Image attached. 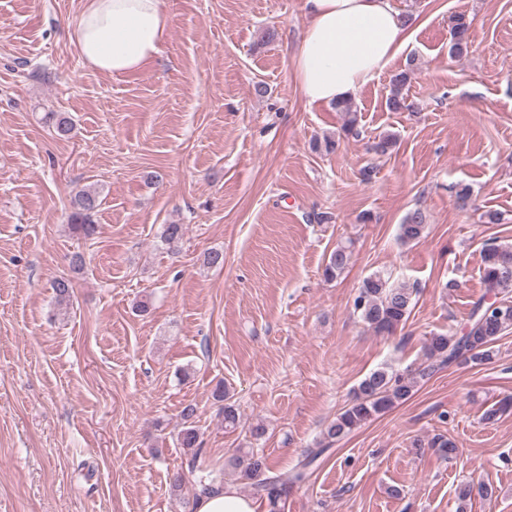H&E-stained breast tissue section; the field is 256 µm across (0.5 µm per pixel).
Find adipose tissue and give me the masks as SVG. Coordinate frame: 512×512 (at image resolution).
Returning <instances> with one entry per match:
<instances>
[{
    "label": "adipose tissue",
    "mask_w": 512,
    "mask_h": 512,
    "mask_svg": "<svg viewBox=\"0 0 512 512\" xmlns=\"http://www.w3.org/2000/svg\"><path fill=\"white\" fill-rule=\"evenodd\" d=\"M303 7L308 23L291 66L311 105L353 98L410 40L392 0H303ZM169 26L162 0H86L71 39L90 67L121 76L153 61Z\"/></svg>",
    "instance_id": "1"
}]
</instances>
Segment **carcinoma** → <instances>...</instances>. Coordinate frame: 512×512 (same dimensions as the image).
<instances>
[{"instance_id":"obj_1","label":"carcinoma","mask_w":512,"mask_h":512,"mask_svg":"<svg viewBox=\"0 0 512 512\" xmlns=\"http://www.w3.org/2000/svg\"><path fill=\"white\" fill-rule=\"evenodd\" d=\"M469 24L465 17L454 18L451 28L450 53L460 55L467 47ZM411 72L402 71L391 78V93L387 107L392 112L411 108L407 86ZM98 192L88 187L78 190L72 201L70 228L87 239L96 234L92 219L99 206ZM426 230V216L416 209L410 212L399 227V239L408 244L419 241ZM351 245L336 246L325 265L324 275L334 279L348 267ZM482 280L484 293L473 303L467 325L458 334L434 333L424 343V361L406 374L380 368L368 374L359 383L353 399L338 413L326 430L328 443H333L359 429L373 418L407 401L420 382L429 379L436 371L461 360L482 362L490 358L491 345L505 331L512 329V244L495 241L483 247ZM57 304L66 309L70 305L72 281L60 277L53 282ZM414 288L406 283H395L390 278L374 273L362 281L353 305L360 312L362 321L379 334L394 332L411 312ZM215 398L224 402V424L237 428L239 417L232 396L223 386L214 392ZM197 408L185 406L180 412V429L177 444L185 453L197 457L202 442L195 425ZM324 452L315 448L292 469L270 473L267 459L254 451H239L230 460L238 479L248 485L253 493L268 501L270 512H284L288 492L308 481L311 466Z\"/></svg>"}]
</instances>
